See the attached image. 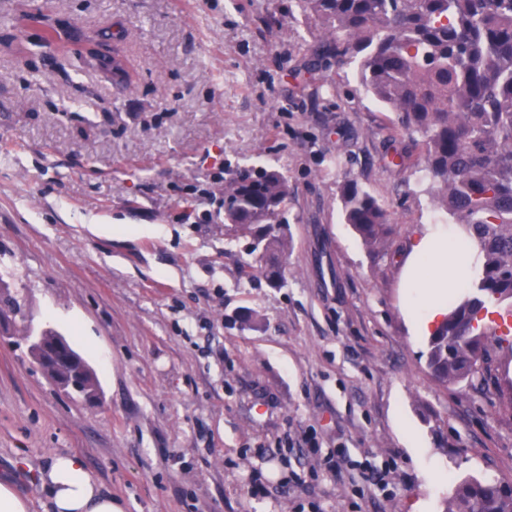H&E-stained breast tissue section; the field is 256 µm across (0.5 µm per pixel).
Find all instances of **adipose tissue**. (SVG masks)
<instances>
[{
	"label": "adipose tissue",
	"mask_w": 512,
	"mask_h": 512,
	"mask_svg": "<svg viewBox=\"0 0 512 512\" xmlns=\"http://www.w3.org/2000/svg\"><path fill=\"white\" fill-rule=\"evenodd\" d=\"M477 266L474 251L454 245L442 233L414 246L408 261L405 305L421 334H428L447 315L449 288L470 280ZM40 481L53 512H123L119 502L102 492L79 456H54L42 470Z\"/></svg>",
	"instance_id": "adipose-tissue-1"
}]
</instances>
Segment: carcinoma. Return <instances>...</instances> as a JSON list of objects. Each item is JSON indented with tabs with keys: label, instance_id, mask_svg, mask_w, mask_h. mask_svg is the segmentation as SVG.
<instances>
[{
	"label": "carcinoma",
	"instance_id": "carcinoma-1",
	"mask_svg": "<svg viewBox=\"0 0 512 512\" xmlns=\"http://www.w3.org/2000/svg\"><path fill=\"white\" fill-rule=\"evenodd\" d=\"M319 31L306 72L356 65L365 93L418 135L415 166L426 173L436 210L475 250L480 265L467 287L448 295V315L430 337L427 364L444 385L481 372L471 337L483 351L498 327H479L489 307L512 303V0H295ZM342 217L371 251L390 233L387 209L345 175ZM288 178L272 168H244L224 181V221L253 239L254 276L284 283L288 234L282 220ZM446 512H512V485L465 478Z\"/></svg>",
	"mask_w": 512,
	"mask_h": 512
}]
</instances>
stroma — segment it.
I'll return each instance as SVG.
<instances>
[{
    "label": "stroma",
    "instance_id": "1",
    "mask_svg": "<svg viewBox=\"0 0 512 512\" xmlns=\"http://www.w3.org/2000/svg\"><path fill=\"white\" fill-rule=\"evenodd\" d=\"M28 10L119 52L130 86L39 47L12 22ZM316 43L292 0H0V479L30 512L57 453L124 512H445L463 478L512 482V351L431 377L402 288L437 230L414 141L355 69L309 81ZM251 165L291 186L281 288L243 275L224 221ZM347 174L391 214L376 253L342 220ZM45 330L98 401L43 372ZM370 470L384 488L364 498ZM31 350L37 362L44 367L78 364L82 371H92L84 359L72 351L66 339L58 334L54 336L52 331L45 336H35Z\"/></svg>",
    "mask_w": 512,
    "mask_h": 512
}]
</instances>
